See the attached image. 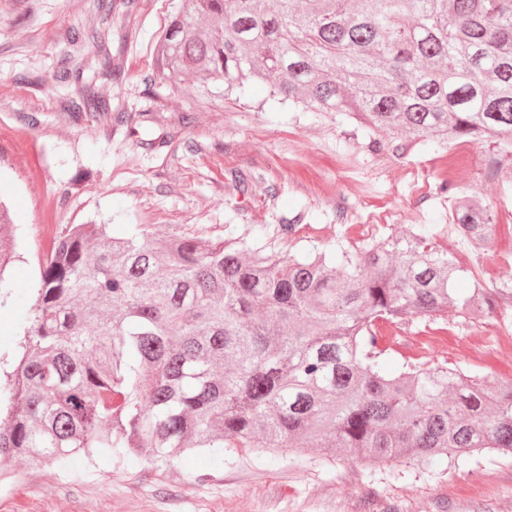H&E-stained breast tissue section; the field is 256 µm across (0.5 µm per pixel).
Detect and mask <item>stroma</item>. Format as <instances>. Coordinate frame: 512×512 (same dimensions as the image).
<instances>
[{"instance_id": "35a3bbf8", "label": "stroma", "mask_w": 512, "mask_h": 512, "mask_svg": "<svg viewBox=\"0 0 512 512\" xmlns=\"http://www.w3.org/2000/svg\"><path fill=\"white\" fill-rule=\"evenodd\" d=\"M179 0H0V201L17 226L19 257L0 306V352L12 349L34 303L40 268L70 224H102L124 236L129 225L204 239H249L253 227L297 220L291 252L396 235L409 224L446 217L456 202L489 204L498 224L494 252L512 257V152L496 144L427 146L392 134L371 147L355 123L336 114L311 118L283 107L260 112L262 85L247 98L203 95L187 72L147 85L158 44ZM81 42H71L73 32ZM109 57L111 71L97 61ZM70 58L76 81L54 74ZM110 103L78 116L81 86ZM252 176L240 191L236 175ZM459 266L489 287L512 269L483 266L456 235L438 237ZM435 329L448 346L433 362L492 379L512 367L492 364L486 348L512 336L498 314L398 325L406 336ZM0 484V512H512V459L485 452L426 475L406 459L334 461L317 449L235 452L223 467L191 452L164 463L151 456L84 463L72 482L57 468L11 462Z\"/></svg>"}]
</instances>
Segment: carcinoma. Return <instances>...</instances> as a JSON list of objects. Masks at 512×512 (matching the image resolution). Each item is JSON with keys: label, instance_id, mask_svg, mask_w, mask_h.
<instances>
[{"label": "carcinoma", "instance_id": "cac0c4a2", "mask_svg": "<svg viewBox=\"0 0 512 512\" xmlns=\"http://www.w3.org/2000/svg\"><path fill=\"white\" fill-rule=\"evenodd\" d=\"M181 0L156 73L187 68L266 102L355 119L369 136L512 150V0ZM84 86L70 109L106 112ZM0 208V287L16 242ZM453 230L479 254L496 224L475 199L452 224L290 254L292 222L251 241L168 237L97 224L57 236L0 384V462L144 452L169 462L205 448H317L327 458L412 459L422 470L483 450L512 458V378L495 383L405 359L379 325L448 308L512 319V281L454 288L465 269L439 249Z\"/></svg>", "mask_w": 512, "mask_h": 512}]
</instances>
